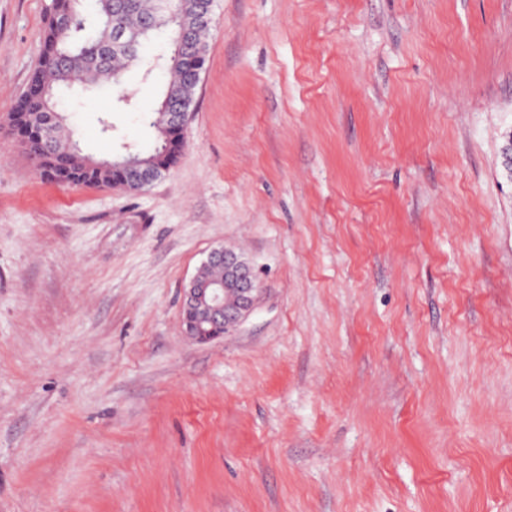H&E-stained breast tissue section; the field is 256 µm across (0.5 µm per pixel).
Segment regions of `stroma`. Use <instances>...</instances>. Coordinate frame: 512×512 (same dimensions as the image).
I'll use <instances>...</instances> for the list:
<instances>
[{"instance_id": "1", "label": "stroma", "mask_w": 512, "mask_h": 512, "mask_svg": "<svg viewBox=\"0 0 512 512\" xmlns=\"http://www.w3.org/2000/svg\"><path fill=\"white\" fill-rule=\"evenodd\" d=\"M50 4L0 0V512H512V0H214L134 193L12 131ZM164 79L66 101L84 150ZM217 246L260 292L199 344Z\"/></svg>"}]
</instances>
